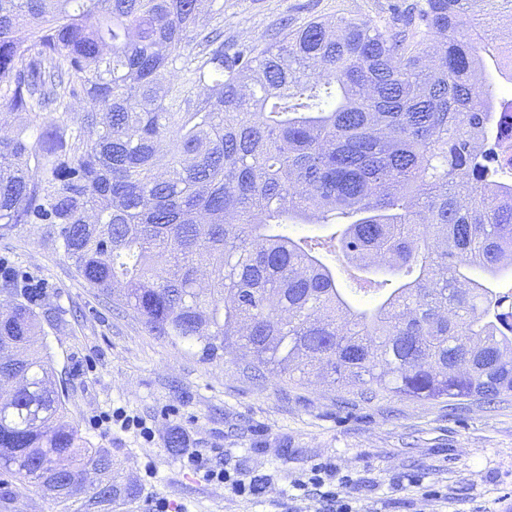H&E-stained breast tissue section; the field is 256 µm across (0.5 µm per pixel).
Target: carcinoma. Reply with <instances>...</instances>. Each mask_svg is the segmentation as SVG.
Instances as JSON below:
<instances>
[{"label": "carcinoma", "mask_w": 512, "mask_h": 512, "mask_svg": "<svg viewBox=\"0 0 512 512\" xmlns=\"http://www.w3.org/2000/svg\"><path fill=\"white\" fill-rule=\"evenodd\" d=\"M512 0H416L224 40L220 0H0V236L157 336L371 399L512 395ZM82 111H77V108ZM290 224L343 229L293 238ZM334 248L378 303L355 304ZM0 471L58 512L131 491L69 417L41 292L0 277Z\"/></svg>", "instance_id": "obj_1"}]
</instances>
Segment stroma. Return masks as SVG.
<instances>
[{
	"mask_svg": "<svg viewBox=\"0 0 512 512\" xmlns=\"http://www.w3.org/2000/svg\"><path fill=\"white\" fill-rule=\"evenodd\" d=\"M411 0H224V35L267 42L282 26L339 16L375 19ZM39 224L0 237V265L46 297L47 342L67 408L90 444L110 449L135 495L127 512H153L155 498L181 512H331L319 491L293 489L314 464L350 476L353 512H512V396L449 414L447 402L385 395L342 403L319 381L253 380L227 355L206 362L186 344L152 334L107 304ZM122 408L152 425L146 442L96 427ZM197 448L269 484L250 502L185 469L169 440Z\"/></svg>",
	"mask_w": 512,
	"mask_h": 512,
	"instance_id": "obj_1",
	"label": "stroma"
}]
</instances>
